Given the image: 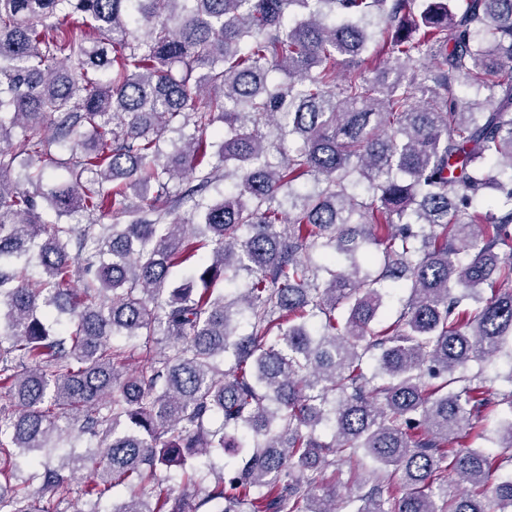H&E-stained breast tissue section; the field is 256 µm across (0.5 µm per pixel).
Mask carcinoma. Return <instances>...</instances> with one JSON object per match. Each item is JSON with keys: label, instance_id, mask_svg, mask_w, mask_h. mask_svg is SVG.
Returning a JSON list of instances; mask_svg holds the SVG:
<instances>
[{"label": "carcinoma", "instance_id": "1", "mask_svg": "<svg viewBox=\"0 0 512 512\" xmlns=\"http://www.w3.org/2000/svg\"><path fill=\"white\" fill-rule=\"evenodd\" d=\"M505 347L512 0H0V512H509ZM510 362V351L505 349L491 358L469 362L467 371L470 374L481 373L492 391H507L510 389V383L507 381ZM483 424L485 427V439L476 440L474 446L491 448L496 454L501 456L504 461V469L510 472L512 469V448H498L497 445L493 443L496 441L498 419L492 415L484 421Z\"/></svg>", "mask_w": 512, "mask_h": 512}]
</instances>
